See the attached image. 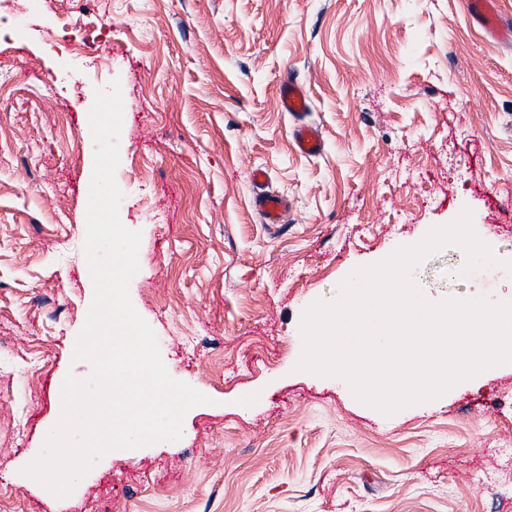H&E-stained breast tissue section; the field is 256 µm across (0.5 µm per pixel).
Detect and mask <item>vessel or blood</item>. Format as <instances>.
Instances as JSON below:
<instances>
[{
    "label": "vessel or blood",
    "instance_id": "vessel-or-blood-1",
    "mask_svg": "<svg viewBox=\"0 0 512 512\" xmlns=\"http://www.w3.org/2000/svg\"><path fill=\"white\" fill-rule=\"evenodd\" d=\"M465 8L489 38L497 42L512 39V22L502 16L498 0H466ZM277 105L292 119L291 138L296 150L307 156L321 154L325 139L321 130L307 121L310 96L305 83L293 76L285 77L277 90ZM253 204L263 223H287L291 207L284 197L258 194Z\"/></svg>",
    "mask_w": 512,
    "mask_h": 512
}]
</instances>
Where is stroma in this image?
<instances>
[{"label": "stroma", "instance_id": "35a3bbf8", "mask_svg": "<svg viewBox=\"0 0 512 512\" xmlns=\"http://www.w3.org/2000/svg\"><path fill=\"white\" fill-rule=\"evenodd\" d=\"M53 2L15 0L29 36L0 41V512H512V365L391 416L294 369L307 306L463 208L512 260V44L463 0H92L111 54L48 55L75 0ZM289 70L320 156L294 150L276 105ZM115 80L119 218L141 233L130 299L169 376L211 402L180 440L111 451L59 498L22 470L66 376L91 373L73 357L94 295L89 111ZM257 167L287 223L253 209ZM465 264L448 245L413 278L432 301L512 300L511 274Z\"/></svg>", "mask_w": 512, "mask_h": 512}]
</instances>
